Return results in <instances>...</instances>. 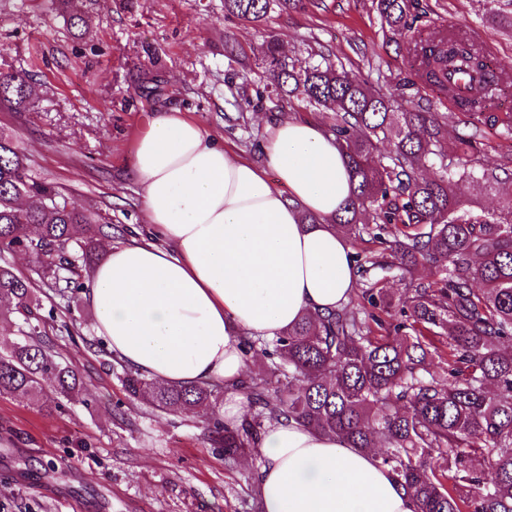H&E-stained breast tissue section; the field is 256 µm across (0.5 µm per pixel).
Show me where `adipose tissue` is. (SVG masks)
Returning <instances> with one entry per match:
<instances>
[{"instance_id": "1", "label": "adipose tissue", "mask_w": 512, "mask_h": 512, "mask_svg": "<svg viewBox=\"0 0 512 512\" xmlns=\"http://www.w3.org/2000/svg\"><path fill=\"white\" fill-rule=\"evenodd\" d=\"M131 159L150 239L110 246L93 266L94 329L161 385L224 386V418L235 422L243 337L276 339L358 288L351 245L332 225L351 192L344 157L319 125L284 118L260 168L169 110L136 138ZM304 212L315 223H302ZM258 450L263 512H415L374 453L296 421L268 424Z\"/></svg>"}]
</instances>
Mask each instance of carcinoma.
Here are the masks:
<instances>
[{
  "mask_svg": "<svg viewBox=\"0 0 512 512\" xmlns=\"http://www.w3.org/2000/svg\"><path fill=\"white\" fill-rule=\"evenodd\" d=\"M70 28L81 31L77 0H59ZM301 0H224V14L258 25L277 9ZM394 35L411 28L412 0H373ZM407 59L422 84L456 98L471 120L461 138L463 154L481 126L512 131V116L490 111L509 78L489 64L468 37L455 32L407 42ZM258 57L278 95L332 111L335 140L344 151L350 199L336 213L347 239L385 245L379 254H358L359 277H388L425 264L443 272L441 287H420L405 302L406 322L394 334L371 336L356 298L325 315H303L271 342L248 337L246 352H261L271 366L261 378L242 382L251 412L240 425L213 421L209 437L234 465L255 447L267 424L294 419L342 441L347 448H381L380 463L409 492L415 512H512V222L494 213L463 208L459 182L499 179L492 169L448 159L443 119L414 105L393 110L394 99L372 91L358 76L326 57L298 66L270 37ZM470 80L456 96L454 77ZM33 93L29 76L0 74V105L21 111ZM388 150L375 153L379 145ZM105 235L99 215L68 201L56 186L33 174L14 138L0 131V250H20L40 264L45 287L69 302L82 287L74 275L97 259ZM16 337L0 342V395L40 401L53 394L74 398L76 374L55 345L42 339L44 318L31 282L0 264V325ZM448 335L444 377L424 362L432 342ZM280 362H275L274 358ZM123 386L133 399L166 412L214 410L223 390L206 385L170 388L132 370ZM488 458L491 472L471 465Z\"/></svg>",
  "mask_w": 512,
  "mask_h": 512,
  "instance_id": "1",
  "label": "carcinoma"
}]
</instances>
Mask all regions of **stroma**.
<instances>
[{
  "label": "stroma",
  "instance_id": "stroma-1",
  "mask_svg": "<svg viewBox=\"0 0 512 512\" xmlns=\"http://www.w3.org/2000/svg\"><path fill=\"white\" fill-rule=\"evenodd\" d=\"M419 2L425 14L415 36L459 33L512 68V0ZM303 3L255 25L225 16L224 0H138L130 12L112 0H81L87 33L77 38L58 0H0V72L25 73L34 85L27 111L0 107V129L34 173L77 205H95L115 244L146 222L128 166L133 141L155 112H185L256 164L264 160L272 118H308L329 128L325 110L277 96L261 66L241 64L270 36L297 64L323 53L372 90L447 114L444 144L457 153V135L469 131L466 115L415 82L372 0ZM228 40L239 58L226 56ZM146 42L159 51V87L149 102L136 81ZM471 157L512 169V132L485 128ZM457 193L464 208L496 212L512 195V180L493 191L479 180L463 182ZM4 262L32 278L42 310L53 313L47 339L56 338L59 321L73 323L59 351L81 391L46 404L0 396V512H257L258 451L228 467L209 441L205 413H166L129 399L121 384L125 366L96 336L83 293L63 304L38 280L32 258L4 251Z\"/></svg>",
  "mask_w": 512,
  "mask_h": 512
}]
</instances>
